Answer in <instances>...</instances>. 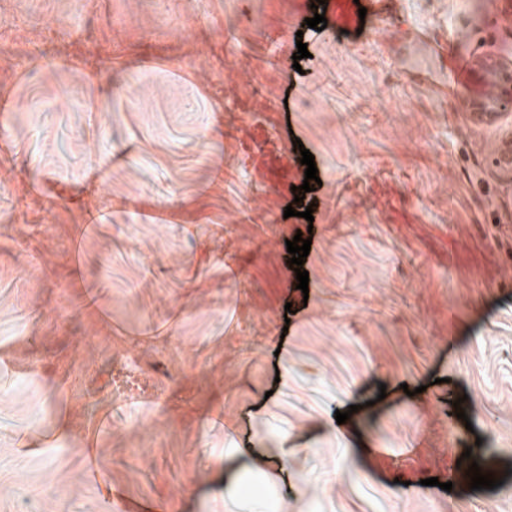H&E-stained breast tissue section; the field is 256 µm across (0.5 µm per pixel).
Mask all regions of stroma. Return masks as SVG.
<instances>
[{
  "label": "stroma",
  "instance_id": "obj_1",
  "mask_svg": "<svg viewBox=\"0 0 512 512\" xmlns=\"http://www.w3.org/2000/svg\"><path fill=\"white\" fill-rule=\"evenodd\" d=\"M308 3L0 0V512H239L225 476L286 448L279 512H512V110L473 76L512 68V0ZM475 447L500 486L428 485Z\"/></svg>",
  "mask_w": 512,
  "mask_h": 512
}]
</instances>
